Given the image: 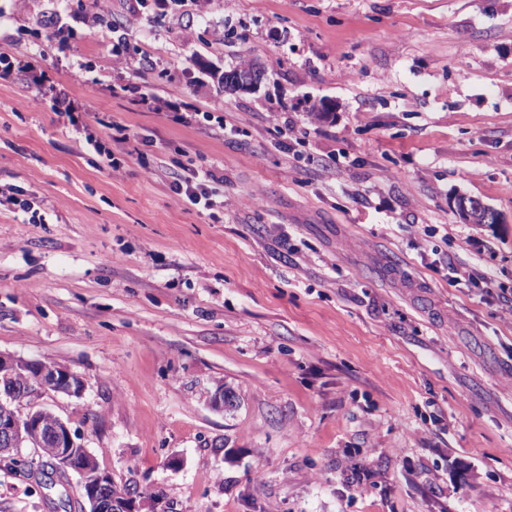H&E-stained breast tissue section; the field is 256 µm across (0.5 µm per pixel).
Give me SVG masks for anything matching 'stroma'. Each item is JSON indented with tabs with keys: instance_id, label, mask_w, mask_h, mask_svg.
Returning <instances> with one entry per match:
<instances>
[{
	"instance_id": "1",
	"label": "stroma",
	"mask_w": 512,
	"mask_h": 512,
	"mask_svg": "<svg viewBox=\"0 0 512 512\" xmlns=\"http://www.w3.org/2000/svg\"><path fill=\"white\" fill-rule=\"evenodd\" d=\"M1 52L106 151L0 77V189L42 217L0 205V353L86 378L40 404L142 512H512V0H0ZM201 169L223 206L173 193ZM21 456L0 512L79 500ZM0 63L5 64L2 67V74L7 76L13 71L21 72L27 74L30 78V81L33 85H35L38 89H41L45 82L47 81L44 72H38L36 66L33 63V57L31 56H20V57H10L6 53L0 54ZM49 92L57 113L68 118L69 124L76 133L81 135L84 132V137L75 139L80 147H92L98 153H101L102 150L105 151L99 139L86 132L84 117L89 114L88 112L93 111V105L90 102H75L68 88L61 83L49 85Z\"/></svg>"
}]
</instances>
